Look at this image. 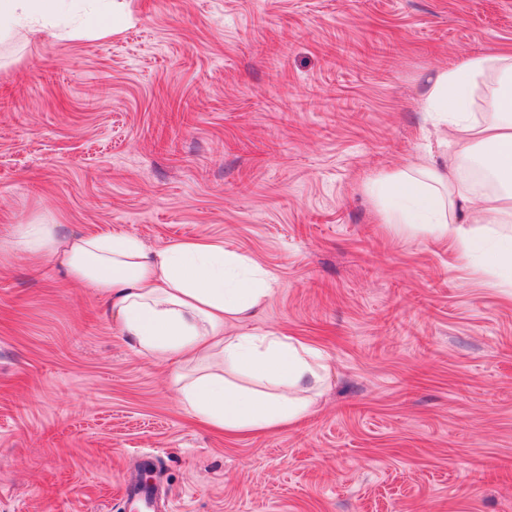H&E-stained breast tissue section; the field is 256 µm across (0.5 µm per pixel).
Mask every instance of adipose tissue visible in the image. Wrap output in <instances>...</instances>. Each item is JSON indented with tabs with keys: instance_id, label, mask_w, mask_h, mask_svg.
<instances>
[{
	"instance_id": "adipose-tissue-1",
	"label": "adipose tissue",
	"mask_w": 512,
	"mask_h": 512,
	"mask_svg": "<svg viewBox=\"0 0 512 512\" xmlns=\"http://www.w3.org/2000/svg\"><path fill=\"white\" fill-rule=\"evenodd\" d=\"M112 13V0H0V41L39 26L76 34ZM484 107L473 114L475 92ZM424 108L456 149L454 172L419 161L367 184L384 200L386 223L411 238L445 240L465 261L512 288V238L481 227L512 223V49L468 57L431 80ZM9 244L47 256L105 293L138 352L193 364L178 377L185 408L228 434H259L298 421L314 406L323 354L280 332L225 335L274 292L248 257L207 241L147 250L133 235H64L57 224L13 225Z\"/></svg>"
}]
</instances>
